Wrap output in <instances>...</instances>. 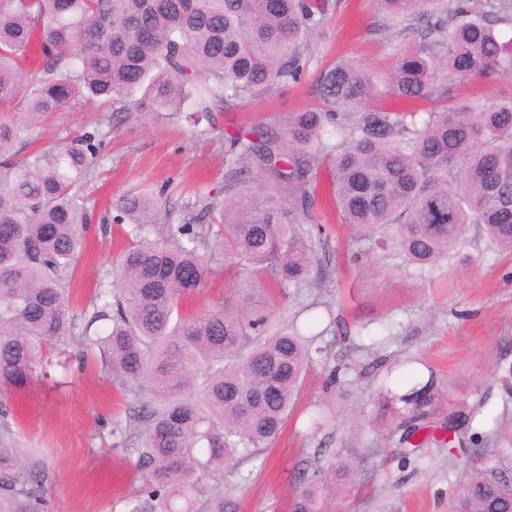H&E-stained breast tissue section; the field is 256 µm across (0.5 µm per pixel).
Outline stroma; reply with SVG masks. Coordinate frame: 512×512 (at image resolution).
Instances as JSON below:
<instances>
[{
  "mask_svg": "<svg viewBox=\"0 0 512 512\" xmlns=\"http://www.w3.org/2000/svg\"><path fill=\"white\" fill-rule=\"evenodd\" d=\"M380 22L375 0H329L306 78L222 113L212 125L193 123L185 112L135 120L84 100L44 117L40 141L67 143L89 132L97 145L94 172L78 189L92 221L77 255L70 314L91 312L96 289L128 243L127 225L114 221L120 198L149 194L175 224L200 217L208 196L224 188L225 131L283 126L289 113L312 102L321 66L336 58L380 71L399 45ZM313 212L327 227L316 242L315 280L299 290L266 291L259 301L273 328L303 320L313 302L326 303L335 323L278 441L250 482L237 486L238 512H289L299 475L334 452L353 470L327 512H448L449 496L475 472L496 470L512 479V397L496 375L498 366L512 365V253L473 225L448 259L418 271L390 246L360 253L328 201H316ZM241 300L219 269L184 312L236 311ZM409 356L435 372L447 398L434 439L413 454L404 451L402 429L378 416L376 371ZM49 357L60 364L54 378L0 397V424H8L23 458L42 470L48 512H122V497L140 489L133 479L137 457L125 441L139 427L137 405L100 359L83 356L76 340ZM315 404L335 412V426H308ZM477 404L483 407L472 425L478 443L449 444V410Z\"/></svg>",
  "mask_w": 512,
  "mask_h": 512,
  "instance_id": "35a3bbf8",
  "label": "stroma"
}]
</instances>
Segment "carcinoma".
<instances>
[{"instance_id":"cac0c4a2","label":"carcinoma","mask_w":512,"mask_h":512,"mask_svg":"<svg viewBox=\"0 0 512 512\" xmlns=\"http://www.w3.org/2000/svg\"><path fill=\"white\" fill-rule=\"evenodd\" d=\"M401 39L377 80L340 58L319 71L314 101L280 129L226 134L224 201L207 204L215 230L169 224L151 237L155 200L127 196L116 220L132 241L75 327L67 290L88 215L75 186L96 158L94 136L23 153L47 114L80 100L128 114L179 112L193 121L298 84L327 22V0H0V389L22 394L47 377L44 352L75 334L99 350L143 424L129 439L143 493L123 512H237L224 466L260 457L280 435L321 334L271 329L252 293L236 312L180 314L211 273L212 253L242 265L250 288H304L317 265L313 206L331 196L366 245L392 244L426 270L448 258L470 224L512 253V93L460 96L476 80L512 78V0H376ZM385 365L380 414L411 434L443 403L434 376L396 394ZM480 406L448 412V429ZM329 461L300 480L291 512H325L346 478ZM44 480L0 432V512H45ZM449 512H512V481L480 472Z\"/></svg>"}]
</instances>
